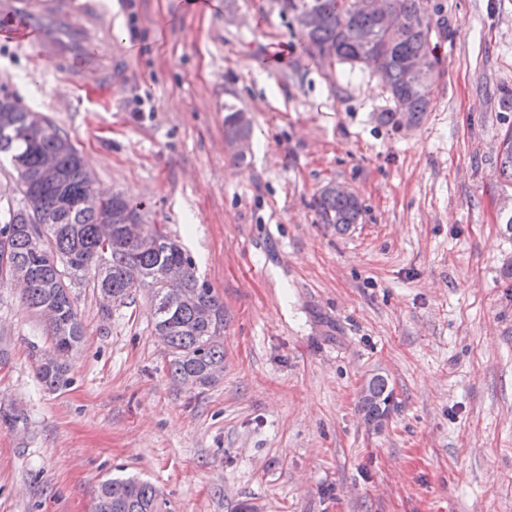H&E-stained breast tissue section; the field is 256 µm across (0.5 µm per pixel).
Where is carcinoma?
I'll return each instance as SVG.
<instances>
[{
  "label": "carcinoma",
  "mask_w": 512,
  "mask_h": 512,
  "mask_svg": "<svg viewBox=\"0 0 512 512\" xmlns=\"http://www.w3.org/2000/svg\"><path fill=\"white\" fill-rule=\"evenodd\" d=\"M408 17H429L424 0H395ZM303 38L318 53L354 68L363 64L361 52L371 53L373 68L388 92L391 107L379 119L399 128L398 108L410 112L418 124L429 111L434 84L413 90L404 63L435 51L432 24L411 28L392 41L379 17L363 10L361 0H288ZM320 13V23L307 27L305 14ZM30 110L15 103L8 129L0 127V154L9 155L17 173L21 206L0 220V283L23 279L21 302L34 313L49 309L45 321L51 338L49 352L35 350L36 375L43 386L66 385V365L84 337V326L71 294V286L90 282L108 292L112 303L125 304L138 290L150 293L155 309L153 331L169 347V372L178 383L201 388L215 384L224 374V302L196 273L191 256L165 228L148 225L146 236L132 240L117 220L123 201L117 196L94 194L81 157L69 139L52 123L38 134L29 129ZM251 124L243 111L224 116L227 139L250 138ZM56 158L62 185H48L32 195L33 181L42 160ZM503 176L512 180V132L505 134L500 158ZM313 207L322 224L344 233L362 219V205L354 196H341L324 186ZM41 211L59 215L58 224L37 223ZM138 277L127 275L129 266ZM170 266L182 269L179 282L165 281ZM393 390L382 373L372 375L362 389L361 408L367 421L380 424L391 410ZM92 512H162L156 487L136 478H109L99 487Z\"/></svg>",
  "instance_id": "obj_1"
}]
</instances>
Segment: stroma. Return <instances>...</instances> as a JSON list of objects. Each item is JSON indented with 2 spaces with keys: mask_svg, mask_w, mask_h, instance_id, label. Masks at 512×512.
<instances>
[{
  "mask_svg": "<svg viewBox=\"0 0 512 512\" xmlns=\"http://www.w3.org/2000/svg\"><path fill=\"white\" fill-rule=\"evenodd\" d=\"M129 83L75 92L0 45V94L68 137L98 194L142 201L224 301V377L174 382L146 291L103 315L46 390L50 339L0 285V512H91L100 481L157 486L168 512H512V0H428L440 76L412 130L379 120L371 69L318 58L285 0H107ZM252 122L236 164L226 107ZM345 183L363 214L321 224ZM395 408L366 425V381ZM325 185L314 197L313 207L321 224H329L338 233H345L352 224H359L362 219V205L351 195L348 189L340 183ZM351 195V196H341Z\"/></svg>",
  "mask_w": 512,
  "mask_h": 512,
  "instance_id": "35a3bbf8",
  "label": "stroma"
}]
</instances>
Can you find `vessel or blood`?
<instances>
[{
	"mask_svg": "<svg viewBox=\"0 0 512 512\" xmlns=\"http://www.w3.org/2000/svg\"><path fill=\"white\" fill-rule=\"evenodd\" d=\"M0 42L32 51L88 91L111 88L127 67L102 0H0Z\"/></svg>",
	"mask_w": 512,
	"mask_h": 512,
	"instance_id": "1",
	"label": "vessel or blood"
}]
</instances>
